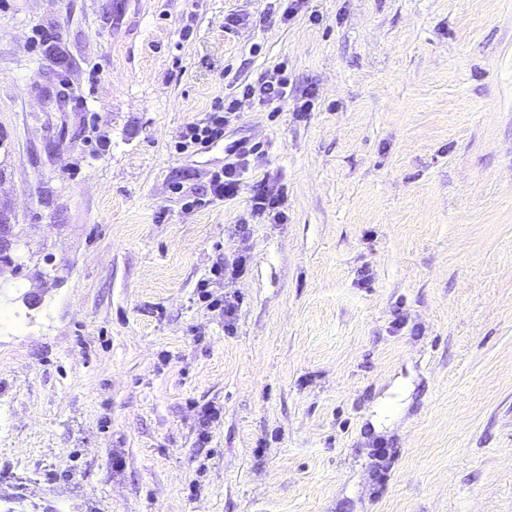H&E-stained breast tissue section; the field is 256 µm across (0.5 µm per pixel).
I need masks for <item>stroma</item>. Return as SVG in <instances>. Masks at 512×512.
<instances>
[{"label":"stroma","instance_id":"obj_1","mask_svg":"<svg viewBox=\"0 0 512 512\" xmlns=\"http://www.w3.org/2000/svg\"><path fill=\"white\" fill-rule=\"evenodd\" d=\"M0 132V512H512V0H0ZM280 72L274 71L270 76L264 74L255 84L232 86V92L224 95V101H215L211 112H206L203 118L182 128L175 137L176 150L181 153H193L222 140L226 127L238 117L244 99H257L258 103L263 105L288 99V80ZM260 151L257 144L244 141L235 143L225 149L224 167L213 171L209 178L208 199L196 198L185 203L189 209L209 205L214 201L233 199L243 179L250 172L251 157H258ZM260 187L251 196V210L257 215L267 217L276 224L283 218V213L279 210L283 191L279 187L267 185L262 181ZM6 206L0 207V249L4 250L5 253L12 254L13 256L20 250L23 243V237L17 234L15 231L9 229L11 225V216ZM10 224V225H8ZM226 262L224 263V259H222L220 262L217 261L215 265L212 266L210 272H211V278L204 280L200 285V298L205 300L206 302H209L208 306L211 308H214L215 310H221L222 313H224L226 316H230L235 308L234 303L225 299L223 297L221 299L214 298L211 291L208 290V288H212V283L216 284L217 282H220L221 280L224 281V270L227 268ZM214 281V282H212Z\"/></svg>","mask_w":512,"mask_h":512}]
</instances>
